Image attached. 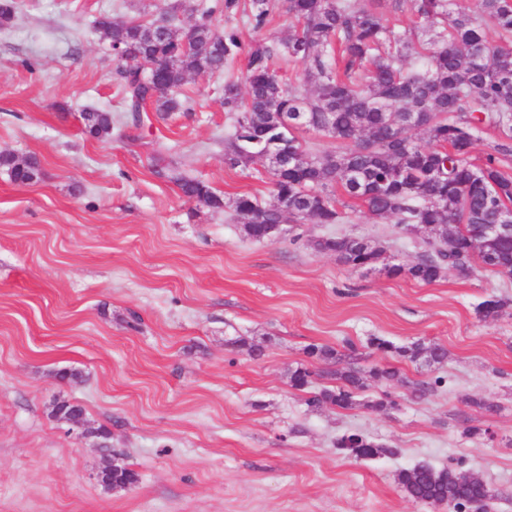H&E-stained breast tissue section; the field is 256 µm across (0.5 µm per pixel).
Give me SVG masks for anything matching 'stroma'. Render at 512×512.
<instances>
[{"mask_svg": "<svg viewBox=\"0 0 512 512\" xmlns=\"http://www.w3.org/2000/svg\"><path fill=\"white\" fill-rule=\"evenodd\" d=\"M9 2L0 153L41 174L22 185L0 167V512H448L405 495L398 475L420 464L475 473L491 512H512V308L479 311L512 300V276H389L417 261L422 238L357 206L338 224L290 219L277 241L247 238L232 210L175 183L271 203L266 171L224 164L221 88L243 57L187 72L192 111L136 126L95 22H150L172 0ZM89 109L111 113L110 137L85 134ZM336 236L382 247L383 270L315 249ZM375 336L439 343L448 359L399 361L398 380L369 383L349 410L308 405L329 368L309 346L366 370L385 361ZM302 366L315 373L307 391L290 384ZM382 398L391 407L368 409ZM60 401L82 407V427L53 417ZM352 432L389 455L345 454L336 441ZM112 458L136 473L131 487L98 481Z\"/></svg>", "mask_w": 512, "mask_h": 512, "instance_id": "35a3bbf8", "label": "stroma"}]
</instances>
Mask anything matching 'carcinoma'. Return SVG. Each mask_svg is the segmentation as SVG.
Here are the masks:
<instances>
[{
  "label": "carcinoma",
  "instance_id": "cac0c4a2",
  "mask_svg": "<svg viewBox=\"0 0 512 512\" xmlns=\"http://www.w3.org/2000/svg\"><path fill=\"white\" fill-rule=\"evenodd\" d=\"M407 3L413 26L388 25L382 0H287L296 25L249 48L242 77L224 80L223 104L232 132L224 149L230 168L261 164L271 155L291 156L278 172H269L274 198L287 204L282 211L242 193L226 201L206 182L179 177L182 194L219 210L227 206L243 219L245 235L260 240L262 224H282L290 217L314 224L343 219L344 195L371 216L393 218L398 225L421 224L434 240L414 264L387 267V274H406L431 284L445 272L465 267L492 269L512 275V234L486 242L488 224L512 221V0H477L475 9L458 7V0H391ZM176 3L160 31L154 23L114 22L103 16L96 28L112 43L117 65L113 81L123 94L133 121L149 104L155 111L188 112L181 98L186 72L216 74L234 60L242 44L237 27L219 34L212 28L217 12L229 18L240 12L254 30L271 22L278 0H217L202 10L194 25L190 51L178 32ZM498 33L492 43L488 30ZM278 58L297 62L302 72L293 80L274 67ZM84 132L92 138L112 133V114L88 110L81 114ZM313 130L336 141V148L312 155L299 138L300 129ZM486 128L499 130L501 142L477 163L472 153ZM428 145L418 142L417 134ZM15 182L37 177V163L0 154ZM452 236L458 250L448 254L440 240ZM320 251L333 252L353 269L374 268L382 250L367 238L329 237L316 241ZM370 347L393 359L444 363L448 350L423 342L396 346L374 337ZM307 354L336 362L331 376L335 389L324 388L308 398L312 406L350 409L368 378L390 382L399 370L377 364L364 371L342 365V355L330 347L308 348ZM336 447L357 458L384 455L389 449L361 433L344 434ZM412 500L447 504L492 498L487 484L460 469L437 471L416 466L399 476Z\"/></svg>",
  "mask_w": 512,
  "mask_h": 512
}]
</instances>
